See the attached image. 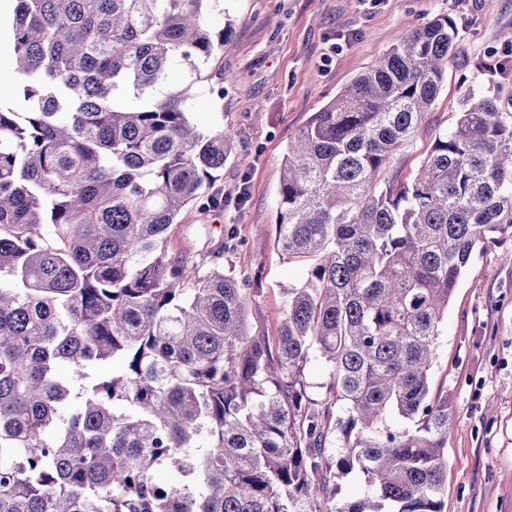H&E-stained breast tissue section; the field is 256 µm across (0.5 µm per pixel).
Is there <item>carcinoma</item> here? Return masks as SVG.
I'll list each match as a JSON object with an SVG mask.
<instances>
[{"instance_id": "cac0c4a2", "label": "carcinoma", "mask_w": 512, "mask_h": 512, "mask_svg": "<svg viewBox=\"0 0 512 512\" xmlns=\"http://www.w3.org/2000/svg\"><path fill=\"white\" fill-rule=\"evenodd\" d=\"M221 2L16 0L0 512H447L452 416L430 370L472 254L512 229V119L499 93L469 91L405 174L459 52L446 16L398 34L313 113L284 153L275 224L277 247L313 263L272 348L245 319L250 278L218 265L225 243L166 250L186 206L213 208L235 144L189 119L224 51ZM355 470L364 496L336 502ZM307 381L312 384L310 393L313 398L324 399L326 397V387H320L321 384H327L329 381V370L325 361L318 355L313 353L310 362L305 369Z\"/></svg>"}]
</instances>
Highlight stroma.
Wrapping results in <instances>:
<instances>
[{
	"mask_svg": "<svg viewBox=\"0 0 512 512\" xmlns=\"http://www.w3.org/2000/svg\"><path fill=\"white\" fill-rule=\"evenodd\" d=\"M213 28H229L224 52L206 71L192 120L204 130L235 131V147L216 186L224 206L187 207L169 231V256L187 257L233 230L220 260L225 273L252 275L246 309L256 336L276 341L285 290L307 265L274 244L281 161L311 114L362 74L398 32L446 15L459 54L449 62L429 129L404 157L419 165L433 132L450 126L464 93L486 88L480 65L499 63L502 97L512 96V0H223ZM430 394L448 402L447 512H512V234L477 249L439 325Z\"/></svg>",
	"mask_w": 512,
	"mask_h": 512,
	"instance_id": "stroma-1",
	"label": "stroma"
}]
</instances>
